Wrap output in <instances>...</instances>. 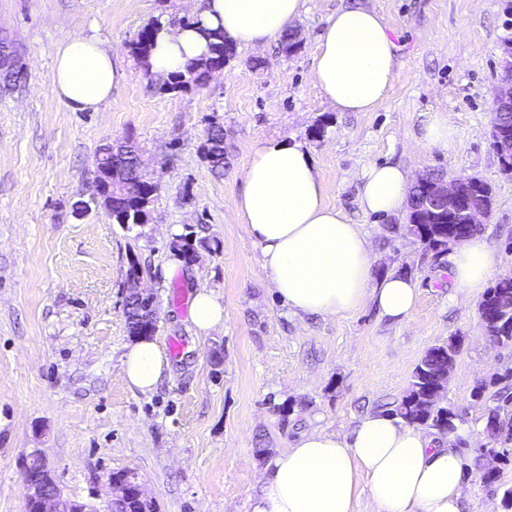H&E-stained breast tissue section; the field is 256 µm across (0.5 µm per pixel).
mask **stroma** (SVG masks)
I'll list each match as a JSON object with an SVG mask.
<instances>
[{
    "label": "stroma",
    "mask_w": 512,
    "mask_h": 512,
    "mask_svg": "<svg viewBox=\"0 0 512 512\" xmlns=\"http://www.w3.org/2000/svg\"><path fill=\"white\" fill-rule=\"evenodd\" d=\"M347 5L379 12L394 31L396 77L374 112L336 111L314 79L317 36ZM193 18L190 0H0V45L20 71L0 88V512H25L33 448L65 495L99 512L110 497L104 476L127 470L159 512H249L275 455L304 431L344 432L395 409L416 364L451 337L459 349L441 405L469 428L456 445L473 475L462 512H512L503 502L512 455L479 452L512 347L487 336L477 302L452 300L445 259L396 232L403 214L362 212L356 179L367 165L398 162L415 179L439 171L487 182L495 202L481 233L512 275V176L490 136L512 0H306L297 52L240 47L204 85L165 90L129 45L149 23ZM74 35L105 41L126 71L95 110L71 111L51 86L55 48ZM439 111L456 130L446 151L421 138L426 113ZM214 122L224 128L220 176L203 151ZM272 138L306 144L327 202L368 233L375 277L410 276L409 320L370 304L336 317L288 310L230 212L254 150ZM127 139L159 186L149 223L131 229L94 201L97 151ZM178 233L194 234V262L172 250ZM134 260L172 364L148 394L121 367L134 341L124 315ZM201 286L224 301L223 326L206 335L189 318Z\"/></svg>",
    "instance_id": "obj_1"
}]
</instances>
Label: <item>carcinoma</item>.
<instances>
[{"label":"carcinoma","instance_id":"cac0c4a2","mask_svg":"<svg viewBox=\"0 0 512 512\" xmlns=\"http://www.w3.org/2000/svg\"><path fill=\"white\" fill-rule=\"evenodd\" d=\"M158 24L148 25L139 34L138 38L130 43V51L139 60H144L152 46L153 38ZM213 42L210 43V55L203 60L190 61L185 65L184 72L177 73L166 83V90L176 91L188 87L191 84L203 85L207 77V68L212 62L226 65L234 58L235 47L224 38L219 31L210 34ZM495 133L499 137L512 138V117L502 113L501 108H496ZM206 157L209 159L212 170L219 174L224 170V129L211 128L206 139ZM138 154L131 145L116 154V162L126 168L128 180L132 186L123 190L115 205L110 211L112 220L116 224L130 225L134 223L139 213V202L146 197L153 196V190L137 182L138 179ZM408 223L402 224L398 230L405 236L414 237L425 251L438 258L448 251V243L444 242L441 235V227L438 224H415L412 215H407ZM512 300V276H506L497 281L486 290L479 304L483 310H493L500 301ZM125 316L130 333L135 336H145L149 330L151 320L147 314L141 312L139 300L132 294L126 295ZM459 348V342L455 338L448 339V343L433 347L428 354L415 367L409 389L401 402L394 410V414L400 416L409 424L429 426L442 432L453 428L455 415L445 408H426L422 404L423 394L433 387L434 379L446 367L449 360L453 359ZM486 426L493 427L504 441H512V391H503L497 403L486 407ZM114 512H157L154 501H143L136 496H119L114 505Z\"/></svg>","mask_w":512,"mask_h":512}]
</instances>
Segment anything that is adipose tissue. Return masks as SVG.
Instances as JSON below:
<instances>
[{"label": "adipose tissue", "instance_id": "1", "mask_svg": "<svg viewBox=\"0 0 512 512\" xmlns=\"http://www.w3.org/2000/svg\"><path fill=\"white\" fill-rule=\"evenodd\" d=\"M305 0H199L189 25L162 28L146 59L149 72L168 76L210 50V31L236 45L265 47L299 17ZM314 77L341 112H373L396 74V45L377 11L337 9L317 37ZM126 78L111 49L96 37L74 36L57 48L51 71L56 97L75 112L97 109ZM357 178L359 206L368 215H393L407 204L411 176L401 165L372 164ZM232 217L260 249L270 283L296 314L344 315L373 302L392 321L408 320L416 302L410 278L373 276L372 243L361 225L326 201L310 152L299 142L271 139L254 151ZM486 238L476 234L453 247L449 270L455 295L478 298L496 270ZM190 321L206 334L224 323V303L198 289ZM131 388L153 392L169 368L157 341L142 338L122 356ZM455 426L436 438L385 412L362 416L345 434L303 432L262 471L263 493L251 512H353L369 494L377 512H461L471 485L469 464L455 444Z\"/></svg>", "mask_w": 512, "mask_h": 512}]
</instances>
